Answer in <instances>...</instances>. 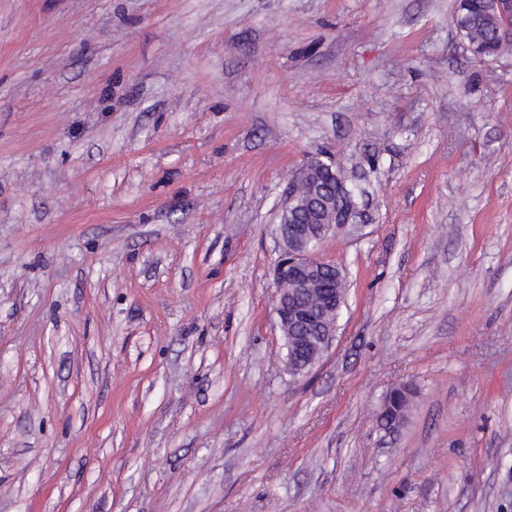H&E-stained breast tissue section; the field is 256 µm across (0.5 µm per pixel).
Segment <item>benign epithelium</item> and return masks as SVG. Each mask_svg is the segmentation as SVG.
Listing matches in <instances>:
<instances>
[{"label": "benign epithelium", "instance_id": "benign-epithelium-1", "mask_svg": "<svg viewBox=\"0 0 512 512\" xmlns=\"http://www.w3.org/2000/svg\"><path fill=\"white\" fill-rule=\"evenodd\" d=\"M355 202L336 166L315 156L294 173L276 225L279 257L274 268V313L288 348V367L301 373L312 367L336 336L345 304L344 276L336 264L317 256L326 236L348 226ZM404 386L391 390L380 406V421L391 432L402 420L395 406L409 399Z\"/></svg>", "mask_w": 512, "mask_h": 512}]
</instances>
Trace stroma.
I'll return each mask as SVG.
<instances>
[{
    "mask_svg": "<svg viewBox=\"0 0 512 512\" xmlns=\"http://www.w3.org/2000/svg\"><path fill=\"white\" fill-rule=\"evenodd\" d=\"M455 9L0 0V512H512V51ZM313 156L358 212L297 374L275 228ZM409 395L410 390L402 386L394 388L384 397L380 406V421L384 430L391 432L402 423L393 405L409 399Z\"/></svg>",
    "mask_w": 512,
    "mask_h": 512,
    "instance_id": "stroma-1",
    "label": "stroma"
}]
</instances>
